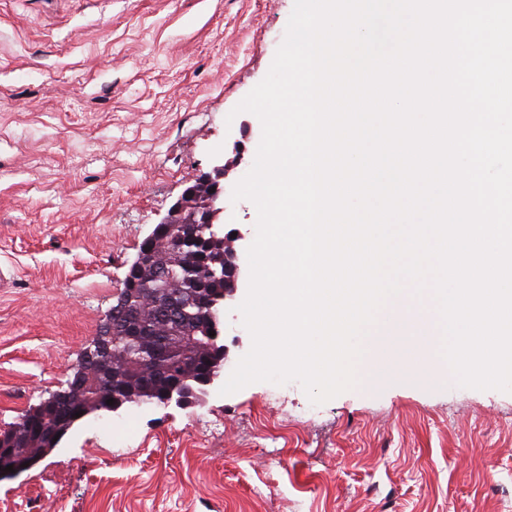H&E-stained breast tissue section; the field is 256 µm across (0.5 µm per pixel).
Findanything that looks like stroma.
Listing matches in <instances>:
<instances>
[{"mask_svg": "<svg viewBox=\"0 0 512 512\" xmlns=\"http://www.w3.org/2000/svg\"><path fill=\"white\" fill-rule=\"evenodd\" d=\"M294 0H0V431L92 342L139 246L214 151ZM134 426L111 454L104 427ZM7 512H512V393L298 382L92 418Z\"/></svg>", "mask_w": 512, "mask_h": 512, "instance_id": "obj_1", "label": "stroma"}]
</instances>
